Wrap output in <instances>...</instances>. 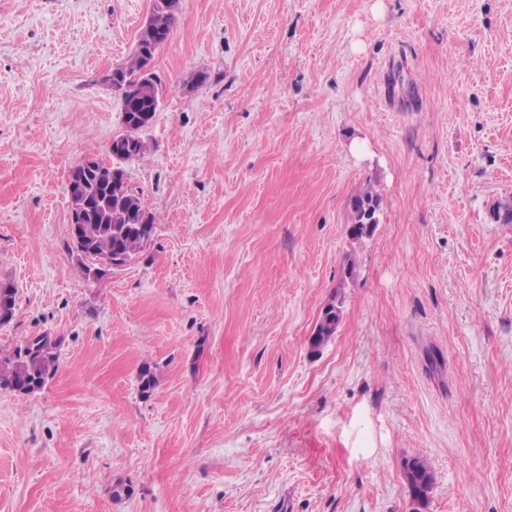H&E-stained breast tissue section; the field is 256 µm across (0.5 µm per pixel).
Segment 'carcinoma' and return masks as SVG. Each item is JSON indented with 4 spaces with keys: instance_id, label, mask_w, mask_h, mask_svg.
Listing matches in <instances>:
<instances>
[{
    "instance_id": "1",
    "label": "carcinoma",
    "mask_w": 512,
    "mask_h": 512,
    "mask_svg": "<svg viewBox=\"0 0 512 512\" xmlns=\"http://www.w3.org/2000/svg\"><path fill=\"white\" fill-rule=\"evenodd\" d=\"M178 10L174 0H153L150 28H140L134 52L116 66L115 75L120 81H129L136 76L140 69V49L151 44L154 40L152 34L165 39L170 37ZM139 93L134 101L123 102V112H142L149 119H154L159 111L161 88L151 82L141 86ZM83 192L92 202V207L82 224L81 242L73 244V247L86 257V260L79 261V266L85 278L89 279L103 276L104 266L112 265L114 253L124 254L130 259L138 255L153 235L154 221L146 224L139 221V215L145 211L141 199L128 184L112 183L105 168L88 174ZM380 203L381 196L373 186L359 190L350 199V224L361 223L365 206L378 210ZM338 311L340 308L334 298L322 309V319L309 340L312 352H320L335 335ZM57 345L56 339L50 336H32L12 354L0 355V387L25 396L32 394L26 389L32 380L36 379L39 386H44L57 370ZM138 387L141 396L149 398L153 395L157 380L150 366L141 368ZM402 475L413 500L428 501L434 476L426 462L417 456L405 458Z\"/></svg>"
}]
</instances>
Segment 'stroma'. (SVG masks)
Masks as SVG:
<instances>
[{
  "instance_id": "1",
  "label": "stroma",
  "mask_w": 512,
  "mask_h": 512,
  "mask_svg": "<svg viewBox=\"0 0 512 512\" xmlns=\"http://www.w3.org/2000/svg\"><path fill=\"white\" fill-rule=\"evenodd\" d=\"M150 8L0 0V353L59 342L0 389V512H413L410 456L423 512H512V0H180L124 166L154 236L89 280L69 171L111 158ZM153 54L154 53H152V55L146 54V64L140 73L141 82H143L145 79L151 80L153 82L156 81L155 73L152 70ZM153 82L141 86V89L139 90L140 96L136 98L134 102H126L125 99H122L123 114L127 112H144L143 114L136 113L135 117H138L141 120L145 118L144 114H146L149 117V121L144 126L137 128L134 131H131L125 125L123 118V124L125 129L131 131L132 137L136 139L134 144L135 150L132 154L129 155L128 159L125 160L127 162L140 159L141 157L144 156L147 149L145 143L137 136V132L151 125L156 115V112L159 111L162 86L160 84V80L158 77L157 82L159 84H155ZM159 86H161V88ZM381 196L371 185H367L359 190L350 199V224L348 233H350L351 225L361 224L364 207L369 205L377 211L380 209ZM337 294H335L322 309V319L314 329V334L309 340L310 349L313 353L320 352L321 348L328 343L336 333L338 327V324L336 325V311L340 313V308L336 304ZM57 345L51 336H32L12 354L0 355V387L22 396L30 395L36 391L27 390L26 386L37 379L40 390L57 370ZM402 475L413 500L417 501L420 498L423 504H426L434 484L433 473L426 462L417 456L405 458Z\"/></svg>"
}]
</instances>
